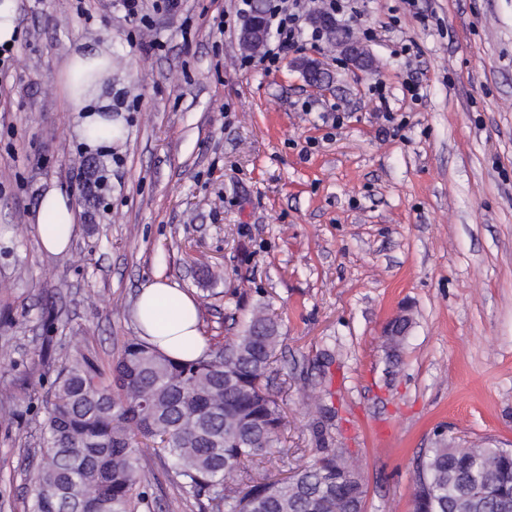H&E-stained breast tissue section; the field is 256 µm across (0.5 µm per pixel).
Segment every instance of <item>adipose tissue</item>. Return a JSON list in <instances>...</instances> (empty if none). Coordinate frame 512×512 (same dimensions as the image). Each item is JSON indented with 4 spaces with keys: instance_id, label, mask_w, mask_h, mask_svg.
<instances>
[{
    "instance_id": "adipose-tissue-1",
    "label": "adipose tissue",
    "mask_w": 512,
    "mask_h": 512,
    "mask_svg": "<svg viewBox=\"0 0 512 512\" xmlns=\"http://www.w3.org/2000/svg\"><path fill=\"white\" fill-rule=\"evenodd\" d=\"M63 98L69 111L82 113L78 132L89 147L111 142L120 131L112 124V48L76 43L63 66ZM39 242L46 253L65 252L76 232L75 206L57 184L43 191L36 213ZM143 340L168 356L191 360L208 342L202 335L198 307L186 291L155 278L138 293L131 310Z\"/></svg>"
}]
</instances>
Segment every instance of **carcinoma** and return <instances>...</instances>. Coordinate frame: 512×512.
Here are the masks:
<instances>
[{"label":"carcinoma","mask_w":512,"mask_h":512,"mask_svg":"<svg viewBox=\"0 0 512 512\" xmlns=\"http://www.w3.org/2000/svg\"><path fill=\"white\" fill-rule=\"evenodd\" d=\"M412 319L396 327L388 355L399 362ZM280 325L256 303L224 349L174 360L139 336L105 373L72 357L45 405L41 458L30 475L29 512H151L152 482L140 459L148 444L203 512H365L366 488L347 449L325 446L272 480L256 463L288 466L283 413L270 387ZM415 512H512V452L438 442L417 466Z\"/></svg>","instance_id":"cac0c4a2"}]
</instances>
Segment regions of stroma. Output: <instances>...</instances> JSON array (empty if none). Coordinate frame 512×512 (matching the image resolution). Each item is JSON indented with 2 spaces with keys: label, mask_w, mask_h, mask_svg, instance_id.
<instances>
[{
  "label": "stroma",
  "mask_w": 512,
  "mask_h": 512,
  "mask_svg": "<svg viewBox=\"0 0 512 512\" xmlns=\"http://www.w3.org/2000/svg\"><path fill=\"white\" fill-rule=\"evenodd\" d=\"M180 2L145 29L117 0H88L85 16L77 0H20L0 79V512H28L60 368L79 352L111 366L158 276L195 298L214 347L270 302L285 447L315 448L331 410L366 512H413L436 441L512 448V0H356L349 28L374 70L324 40L271 72L238 66L239 0ZM106 39L125 136L92 150L61 66L75 43ZM300 59L329 85L310 86ZM51 182L77 217L61 255L35 224ZM402 309L394 368L385 328ZM165 463L144 453L148 497L199 512Z\"/></svg>",
  "instance_id": "obj_1"
}]
</instances>
